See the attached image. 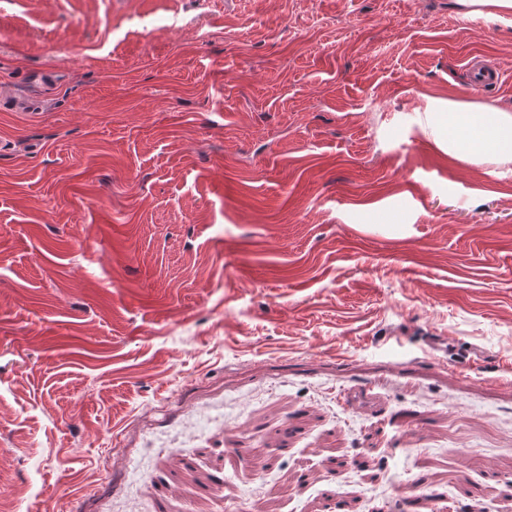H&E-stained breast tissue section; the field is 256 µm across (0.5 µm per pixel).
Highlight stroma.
<instances>
[{
  "instance_id": "35a3bbf8",
  "label": "stroma",
  "mask_w": 512,
  "mask_h": 512,
  "mask_svg": "<svg viewBox=\"0 0 512 512\" xmlns=\"http://www.w3.org/2000/svg\"><path fill=\"white\" fill-rule=\"evenodd\" d=\"M452 100L512 110V12L0 0V512H512V162ZM466 67L467 85L474 90L488 91L499 88L503 83L501 71L485 64L479 55L471 57ZM445 119L449 152L468 161L512 162L511 111L452 100Z\"/></svg>"
}]
</instances>
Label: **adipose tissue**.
<instances>
[{
	"label": "adipose tissue",
	"instance_id": "obj_1",
	"mask_svg": "<svg viewBox=\"0 0 512 512\" xmlns=\"http://www.w3.org/2000/svg\"><path fill=\"white\" fill-rule=\"evenodd\" d=\"M445 119L449 152L468 161L512 162L511 111L452 100Z\"/></svg>",
	"mask_w": 512,
	"mask_h": 512
}]
</instances>
